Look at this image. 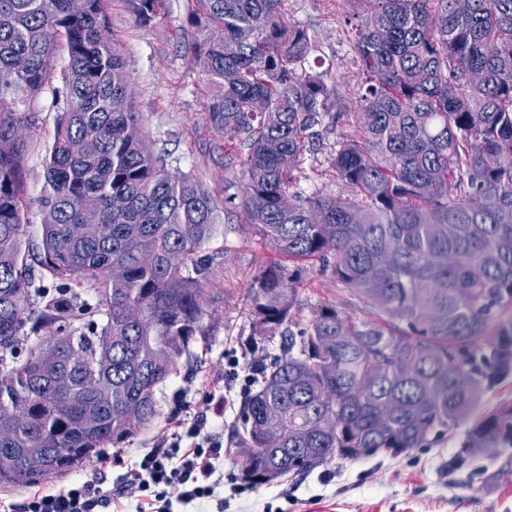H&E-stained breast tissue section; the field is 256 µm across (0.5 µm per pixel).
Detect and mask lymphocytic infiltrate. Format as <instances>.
Instances as JSON below:
<instances>
[{"mask_svg":"<svg viewBox=\"0 0 512 512\" xmlns=\"http://www.w3.org/2000/svg\"><path fill=\"white\" fill-rule=\"evenodd\" d=\"M223 457L220 435L206 432L204 422L194 423L140 455L120 494L135 502L137 512H172L176 502L207 512ZM103 499L100 482L83 481L28 497L21 512H95Z\"/></svg>","mask_w":512,"mask_h":512,"instance_id":"f902f5d3","label":"lymphocytic infiltrate"}]
</instances>
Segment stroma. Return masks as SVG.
Segmentation results:
<instances>
[{"label":"stroma","mask_w":512,"mask_h":512,"mask_svg":"<svg viewBox=\"0 0 512 512\" xmlns=\"http://www.w3.org/2000/svg\"><path fill=\"white\" fill-rule=\"evenodd\" d=\"M189 0H167L164 14L140 25L125 0H108L112 36L126 62L134 101L154 150L167 158L171 172L200 179L217 203L219 231L205 246L213 264L207 284L206 313L200 330L182 354L175 375L157 390L159 414L148 430L107 446L106 462L92 461L68 474L25 487L0 485V512H13L27 497L58 492L78 481L97 480L106 494L98 512H134L133 502L117 491L139 455L179 425L206 419L210 431L230 436L238 424L245 390L243 377L254 354L248 345L251 319L246 295L263 265L281 261L274 243L249 224L239 196L241 167H224V132L212 125L203 91L204 77L189 52L205 33L187 25ZM353 12L345 0H288L286 21L316 37L312 59L327 71L337 111L358 109L362 81L354 48ZM58 80L49 81L33 106L22 198L26 224L23 244L41 246L37 199L44 185L43 161L53 143L57 114L51 107ZM355 129L347 120L327 121L305 154L307 178L296 185L308 195L321 190L346 196L332 159ZM298 300L301 318L333 305L355 320L374 313L316 262L302 265ZM468 423L453 433L431 434L423 447L391 456L356 460L336 458L301 475L251 483L233 455H225L224 481L215 490L221 512H512V446L474 453L464 448Z\"/></svg>","instance_id":"obj_1"}]
</instances>
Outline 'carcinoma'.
<instances>
[{"instance_id": "cac0c4a2", "label": "carcinoma", "mask_w": 512, "mask_h": 512, "mask_svg": "<svg viewBox=\"0 0 512 512\" xmlns=\"http://www.w3.org/2000/svg\"><path fill=\"white\" fill-rule=\"evenodd\" d=\"M107 0H0V403L28 417L0 425V484L26 486L92 462L158 415L156 391L177 370L206 311L203 283L216 234L202 184L171 173L127 95ZM287 0H191L188 25L222 34L194 40L212 123L237 150L242 205L290 261L318 259L377 316L355 321L324 305L300 321L298 274L262 269L247 295L258 389L241 404L230 443L253 481L309 472L356 448L397 455L454 431L485 391L512 375V0H345L364 23L355 50L366 83L356 132L333 158L341 198L290 193L307 146L336 106L324 73L305 67L308 31L285 21ZM147 26L165 0H126ZM68 65L38 200L41 251L22 242L27 104L49 83L57 44ZM484 73L480 83L467 72ZM457 84L448 97V81ZM293 156L284 168L280 158ZM101 217L75 238L82 200ZM53 292L35 285L32 264ZM114 265L124 276L110 275ZM94 298L99 321L81 291ZM44 305L31 320V297ZM143 316L131 320L128 308ZM47 339L17 354L28 322ZM288 329L281 353L265 342ZM97 373L107 391L53 378ZM286 436L269 444L272 426ZM512 445V404L467 431V448ZM39 456V466L29 460Z\"/></svg>"}]
</instances>
